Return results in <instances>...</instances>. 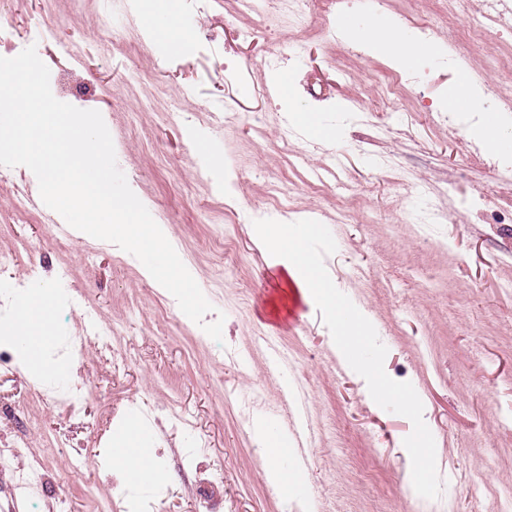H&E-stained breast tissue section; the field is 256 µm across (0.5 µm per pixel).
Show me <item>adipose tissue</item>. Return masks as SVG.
I'll list each match as a JSON object with an SVG mask.
<instances>
[{
  "instance_id": "obj_1",
  "label": "adipose tissue",
  "mask_w": 512,
  "mask_h": 512,
  "mask_svg": "<svg viewBox=\"0 0 512 512\" xmlns=\"http://www.w3.org/2000/svg\"><path fill=\"white\" fill-rule=\"evenodd\" d=\"M356 37L379 50L394 54L404 65L411 66L429 53L430 48L408 38L384 18H374L358 27ZM255 240L271 254L270 268L275 272V291L280 301L298 303L315 300L324 307L336 324L338 350L351 356V341L368 336L372 323L364 316H350L344 303L326 275L321 262L308 248L309 238L319 236L321 227L308 223L305 216H292L282 224H256L252 227ZM53 315L47 295L26 299V309L19 321L11 325L8 334L23 346L44 342L43 328Z\"/></svg>"
}]
</instances>
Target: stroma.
Instances as JSON below:
<instances>
[{
	"instance_id": "stroma-1",
	"label": "stroma",
	"mask_w": 512,
	"mask_h": 512,
	"mask_svg": "<svg viewBox=\"0 0 512 512\" xmlns=\"http://www.w3.org/2000/svg\"><path fill=\"white\" fill-rule=\"evenodd\" d=\"M399 12L412 36L439 23L433 54L409 68L371 45L358 54L347 23ZM467 25L446 0H361L301 33L283 23L282 0H260L255 12L237 0H0V26L14 34L0 57L36 46L76 107L101 113L130 188L167 227L214 306L209 320H224L222 341L203 335L135 256L71 227L58 235L38 212L17 210L16 187L39 192L34 174L14 167L0 182V250L18 257L0 271V293H50L54 315L41 368L18 346L0 362V448L22 445L20 466L43 462L37 486L14 500L0 469V512H123L113 458L142 430L156 479L129 490L156 499L157 512H282L252 438L259 420L287 441L278 465L295 473L292 491L311 512L325 500L335 512H422L443 499L455 512H496L492 489L512 488V294L502 290L512 283V180L488 166L476 131L488 111L512 129L489 63L512 48V33L488 30L476 49L461 43L481 106L443 120L456 77L436 61ZM292 45L288 69L268 73L270 54ZM395 70L419 85L384 96ZM299 109L313 126L295 118ZM283 124L297 132L286 146ZM321 128L332 139L318 138ZM215 155L222 168L210 166ZM280 180L288 208L321 224L309 248L341 299L373 322L352 362L337 357L322 307L271 311L269 255L249 227L280 221L268 203ZM421 189L438 223L409 221ZM64 267L83 301L72 311L57 286ZM92 324L116 327L122 368L91 339L80 358L68 356L66 338ZM369 375L418 396L421 412L375 406ZM39 379H77L91 396L73 411L34 392ZM297 381L316 430L304 451L291 443L284 399ZM173 404L191 427L166 419ZM421 439L443 459L416 486L404 454Z\"/></svg>"
}]
</instances>
